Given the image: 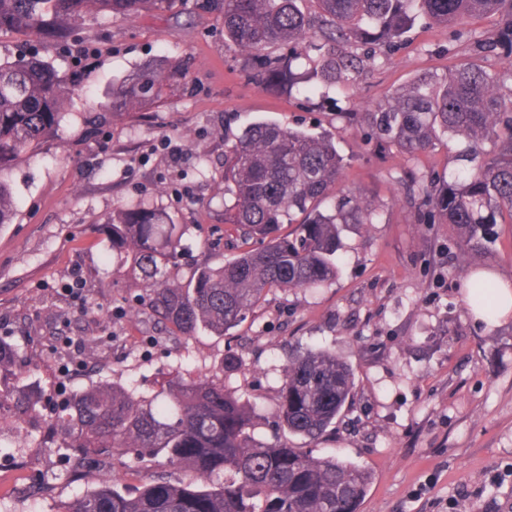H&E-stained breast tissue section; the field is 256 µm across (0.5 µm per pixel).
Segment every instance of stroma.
I'll return each mask as SVG.
<instances>
[{"label":"stroma","mask_w":512,"mask_h":512,"mask_svg":"<svg viewBox=\"0 0 512 512\" xmlns=\"http://www.w3.org/2000/svg\"><path fill=\"white\" fill-rule=\"evenodd\" d=\"M56 65L75 85L64 140L45 145L17 167L11 181L16 215L0 227V336L20 341L41 393L39 417L0 419L12 447L0 450V512H66L87 483L66 477L67 452L43 435L64 398L103 376L150 395L170 373L223 372L255 414L256 437L279 433L276 407L290 349L331 347L355 374L351 404L319 440H299L315 455H336L369 469L373 481L360 512H512V319L475 320L465 296L467 266L456 259L445 224H419L406 200L408 173H454L453 151L412 159L366 154L362 139L337 120L391 88L448 61H466L468 44L443 27L416 20L402 45L377 56L353 95L318 89L311 98L253 80L236 47L224 43L220 18L199 14L192 0L162 14L87 18L64 43L0 35V55L25 47ZM166 56L188 75L157 105L88 134L84 118L99 111L114 79ZM276 120L322 123L350 161L347 183L378 209L374 224L342 233L340 273L317 290H276L233 335L205 333L149 343L129 322L123 301L141 285L113 274L97 229L119 205L166 209L190 232L224 221V135ZM81 298L64 291L72 276ZM97 305L96 325L111 336L91 374L63 371L62 341L92 325L84 299ZM243 360L223 369L227 352ZM52 477L51 496L16 499L18 477ZM425 495H418L421 485Z\"/></svg>","instance_id":"stroma-1"}]
</instances>
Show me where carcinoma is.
I'll use <instances>...</instances> for the list:
<instances>
[{
	"label": "carcinoma",
	"mask_w": 512,
	"mask_h": 512,
	"mask_svg": "<svg viewBox=\"0 0 512 512\" xmlns=\"http://www.w3.org/2000/svg\"><path fill=\"white\" fill-rule=\"evenodd\" d=\"M179 0H0V33H40L65 40L87 17L163 13ZM196 0V9L224 21V39L245 55L254 75L280 78L311 93L352 89L368 63L397 49L416 16L471 41L473 57L441 73L426 71L381 100L346 112L375 154L411 157L441 143L459 146L457 175L408 184L420 224H448L461 259L487 254L494 226L512 224V0ZM487 15L501 18L495 38L473 37ZM185 74L163 57L112 81L103 111L87 117L95 133L160 102ZM71 83L36 53L0 59V226L15 216L11 172L49 142L63 141ZM344 158L327 132L255 121L224 138V230L203 240L212 258L180 275L193 253L187 226L143 203L117 207L105 222L107 262L145 283L127 298L132 322L159 338L200 332L224 336L260 308L274 290L322 288L336 280L342 231L374 224L377 211L360 189L342 187ZM471 305L491 310L498 284L472 278ZM19 344L0 339V373H12L0 411L34 415L42 397L17 385L27 370ZM354 371L330 348L288 353L278 390L280 427L310 440L323 437L353 398ZM44 440L68 448V463L86 477L137 457L173 470L146 474L133 488L100 485L76 497L68 512H359L372 475L336 456L320 457L279 436L254 434L253 416L210 374L177 373L152 395L107 378L75 392Z\"/></svg>",
	"instance_id": "cac0c4a2"
}]
</instances>
